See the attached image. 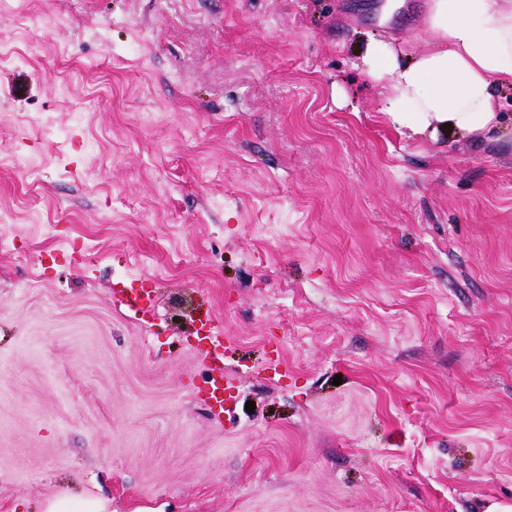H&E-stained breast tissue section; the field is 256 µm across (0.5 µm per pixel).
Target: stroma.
I'll return each instance as SVG.
<instances>
[{
  "label": "stroma",
  "instance_id": "1",
  "mask_svg": "<svg viewBox=\"0 0 512 512\" xmlns=\"http://www.w3.org/2000/svg\"><path fill=\"white\" fill-rule=\"evenodd\" d=\"M383 2L0 0V512L512 506V122L386 126ZM232 382V377L224 375L223 362L222 365L219 363H215L214 366L211 367V377L209 382L208 395L209 399L213 402V406L217 407V409L219 410L217 412L218 416L221 413L220 410L223 409L224 390H226L228 384H231ZM39 512H112L107 500L86 495L66 494L42 502Z\"/></svg>",
  "mask_w": 512,
  "mask_h": 512
}]
</instances>
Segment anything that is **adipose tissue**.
Here are the masks:
<instances>
[{"label": "adipose tissue", "mask_w": 512, "mask_h": 512, "mask_svg": "<svg viewBox=\"0 0 512 512\" xmlns=\"http://www.w3.org/2000/svg\"><path fill=\"white\" fill-rule=\"evenodd\" d=\"M431 49L372 38L358 50L386 122L409 139L469 141L498 129L512 86V0H429Z\"/></svg>", "instance_id": "adipose-tissue-1"}]
</instances>
